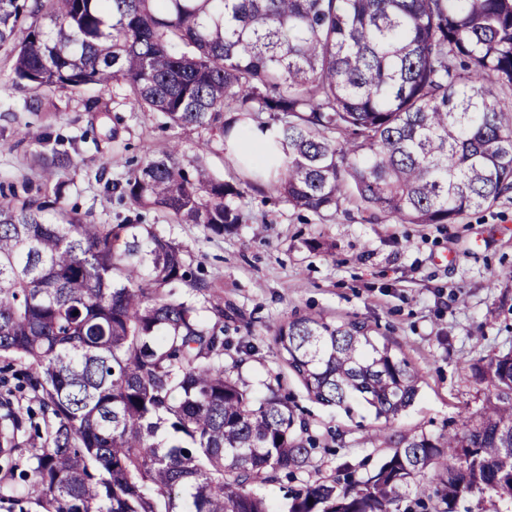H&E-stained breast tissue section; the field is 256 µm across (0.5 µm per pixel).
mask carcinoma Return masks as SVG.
Instances as JSON below:
<instances>
[{"label":"carcinoma","mask_w":512,"mask_h":512,"mask_svg":"<svg viewBox=\"0 0 512 512\" xmlns=\"http://www.w3.org/2000/svg\"><path fill=\"white\" fill-rule=\"evenodd\" d=\"M18 87L112 83L172 127L225 141L267 113L256 179L320 215L354 201L372 222L452 224L512 189V0H0V46ZM241 187L187 169L177 146L145 160L121 198L221 236L246 221ZM56 218L48 216L49 210ZM187 254L151 224H96L53 202L0 197V357L36 394L0 402V462L26 456L25 487L0 501L39 512H276L258 485L292 482L328 438L280 392L241 378L251 344L183 301ZM359 318L295 316L274 328L307 396L380 424L370 475L345 463L301 487L288 512H457L486 491L512 501V349L469 368L477 419L436 437L390 435L421 376ZM40 446L22 448L28 432ZM430 477L433 490L421 480Z\"/></svg>","instance_id":"carcinoma-1"}]
</instances>
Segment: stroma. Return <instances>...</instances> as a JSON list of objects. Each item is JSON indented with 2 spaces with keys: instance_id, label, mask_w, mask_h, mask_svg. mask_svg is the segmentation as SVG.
Returning a JSON list of instances; mask_svg holds the SVG:
<instances>
[{
  "instance_id": "35a3bbf8",
  "label": "stroma",
  "mask_w": 512,
  "mask_h": 512,
  "mask_svg": "<svg viewBox=\"0 0 512 512\" xmlns=\"http://www.w3.org/2000/svg\"><path fill=\"white\" fill-rule=\"evenodd\" d=\"M53 112L37 111L34 99ZM100 109L87 111V100ZM65 139L66 167L46 168L49 150L22 131ZM178 144L185 164H204L217 178L244 183L238 204L247 223L217 236L199 224H173L159 212L137 216L118 200L137 162ZM274 176L256 182L239 155L217 133L172 128L159 114L135 110L126 86L22 90L12 84V59L0 48V192L41 198L60 192L65 208H77L98 224L135 218L175 240L191 256L194 277L224 299V335L252 342L257 352L241 367L244 380L265 392L271 375L285 369L273 327L294 315L358 317L378 325L399 343L423 376L413 405L393 424L394 435L457 429L483 405L485 386L470 362L512 349V190L493 205L465 212L453 224H399L364 220L355 204L316 215L294 209L274 187ZM327 246L309 248L312 238ZM284 387L304 408L313 430L340 429L345 444L317 454L297 474L315 481L342 464L366 476L386 451L371 438L373 415L362 421L310 400L285 377Z\"/></svg>"
}]
</instances>
